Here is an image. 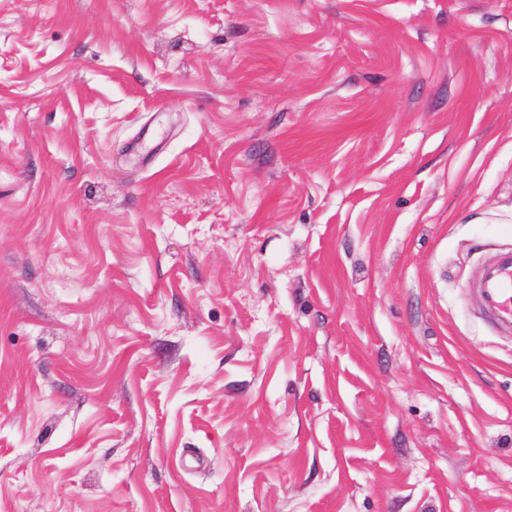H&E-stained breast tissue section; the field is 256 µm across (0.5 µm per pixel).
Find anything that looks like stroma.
Returning a JSON list of instances; mask_svg holds the SVG:
<instances>
[{
    "instance_id": "stroma-1",
    "label": "stroma",
    "mask_w": 512,
    "mask_h": 512,
    "mask_svg": "<svg viewBox=\"0 0 512 512\" xmlns=\"http://www.w3.org/2000/svg\"><path fill=\"white\" fill-rule=\"evenodd\" d=\"M512 0H0V512H512ZM476 288L486 316L512 332V251H505L486 266Z\"/></svg>"
}]
</instances>
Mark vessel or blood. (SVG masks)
Returning a JSON list of instances; mask_svg holds the SVG:
<instances>
[{
    "instance_id": "1",
    "label": "vessel or blood",
    "mask_w": 512,
    "mask_h": 512,
    "mask_svg": "<svg viewBox=\"0 0 512 512\" xmlns=\"http://www.w3.org/2000/svg\"><path fill=\"white\" fill-rule=\"evenodd\" d=\"M486 316L512 331V251H505L486 266L477 283Z\"/></svg>"
}]
</instances>
